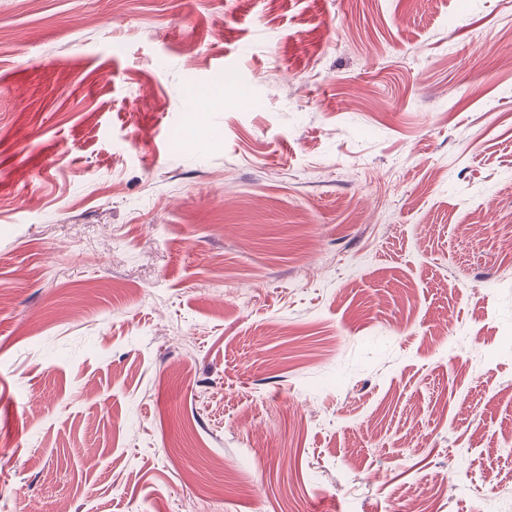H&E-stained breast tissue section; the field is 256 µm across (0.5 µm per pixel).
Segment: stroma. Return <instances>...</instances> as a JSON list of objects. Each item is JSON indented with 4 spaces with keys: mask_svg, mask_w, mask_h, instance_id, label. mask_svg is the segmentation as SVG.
<instances>
[{
    "mask_svg": "<svg viewBox=\"0 0 512 512\" xmlns=\"http://www.w3.org/2000/svg\"><path fill=\"white\" fill-rule=\"evenodd\" d=\"M511 440L512 0H0V512H512Z\"/></svg>",
    "mask_w": 512,
    "mask_h": 512,
    "instance_id": "obj_1",
    "label": "stroma"
}]
</instances>
